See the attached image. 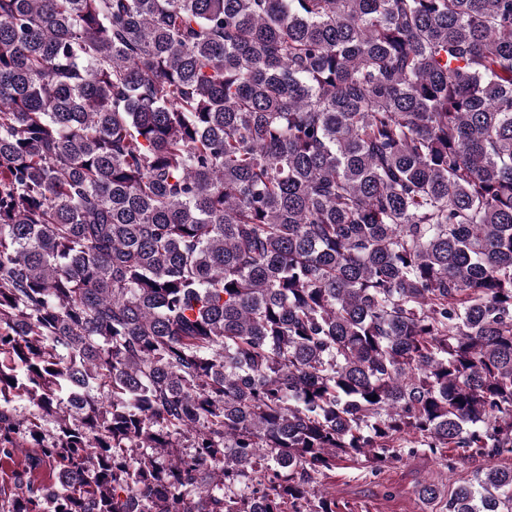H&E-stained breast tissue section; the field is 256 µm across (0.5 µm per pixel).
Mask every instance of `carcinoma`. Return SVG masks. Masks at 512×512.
Wrapping results in <instances>:
<instances>
[{
  "mask_svg": "<svg viewBox=\"0 0 512 512\" xmlns=\"http://www.w3.org/2000/svg\"><path fill=\"white\" fill-rule=\"evenodd\" d=\"M24 448L0 512H339L345 456H512V0H0ZM420 495L512 512V466Z\"/></svg>",
  "mask_w": 512,
  "mask_h": 512,
  "instance_id": "1",
  "label": "carcinoma"
}]
</instances>
